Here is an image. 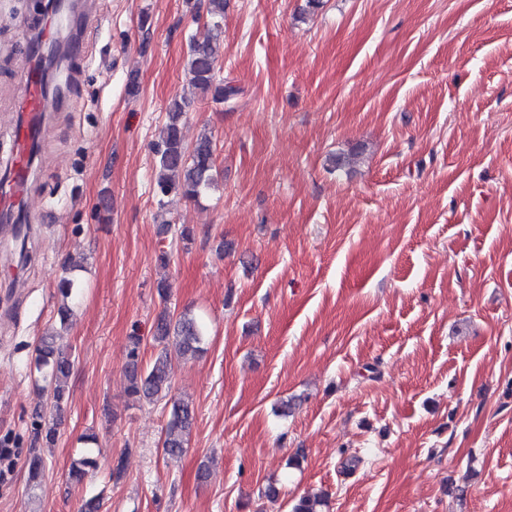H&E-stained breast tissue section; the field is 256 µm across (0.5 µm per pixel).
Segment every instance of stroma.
<instances>
[{"instance_id":"1","label":"stroma","mask_w":512,"mask_h":512,"mask_svg":"<svg viewBox=\"0 0 512 512\" xmlns=\"http://www.w3.org/2000/svg\"><path fill=\"white\" fill-rule=\"evenodd\" d=\"M304 5L227 0L220 77L238 94L196 99L183 129L212 133L219 183L163 217L152 145L207 31L186 0H99L35 151L31 204L58 220L0 245V441L16 451L0 512L94 494L101 512H291L320 491L323 512H512V0ZM36 25L0 0V175ZM165 306L208 325L203 353L173 360L196 412L177 458L169 405L126 392L129 338L150 362ZM52 332L73 362L58 413L36 368ZM39 420L55 446L33 447Z\"/></svg>"}]
</instances>
